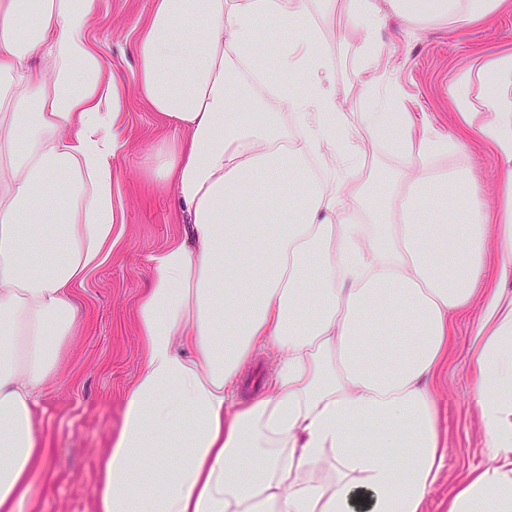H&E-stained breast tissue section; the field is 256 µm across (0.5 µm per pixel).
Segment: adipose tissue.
<instances>
[{"label":"adipose tissue","mask_w":512,"mask_h":512,"mask_svg":"<svg viewBox=\"0 0 512 512\" xmlns=\"http://www.w3.org/2000/svg\"><path fill=\"white\" fill-rule=\"evenodd\" d=\"M346 0L366 37L390 19L456 24L512 0ZM98 0H0V512L41 464L38 396L78 328L75 288L111 256L118 89L89 38ZM274 18L273 56L259 24ZM326 13L309 0H152L137 85L179 129L153 151L189 235L150 257L137 308L143 367L103 457L98 512H423L445 465L432 381L455 315L491 463L446 512H512V52L448 90L444 132L375 99L364 132L336 119ZM475 135L496 162L494 209L433 160ZM408 159L359 178L366 139ZM279 367L250 402L255 352ZM335 472L319 482V462Z\"/></svg>","instance_id":"adipose-tissue-1"}]
</instances>
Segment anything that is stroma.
<instances>
[{"instance_id": "35a3bbf8", "label": "stroma", "mask_w": 512, "mask_h": 512, "mask_svg": "<svg viewBox=\"0 0 512 512\" xmlns=\"http://www.w3.org/2000/svg\"><path fill=\"white\" fill-rule=\"evenodd\" d=\"M152 0H98L92 29L96 50L119 91V121L127 143L112 160L113 198L120 239L108 261L75 295L82 326L67 348L57 376L43 389L35 416L37 445L48 464L37 470L25 512H95L101 453L121 427L127 392L138 376L143 348L136 304L153 271L148 257L180 237L186 219L170 184L157 179L151 150L173 132L142 101L133 45ZM332 86L339 117L362 129L373 95L390 99L403 112H425L434 126L450 130L458 116L446 90L476 55L512 48V14L459 29L445 22H389L377 34L384 50L377 69L365 65L360 34L335 16ZM440 170L471 171L487 198H494V159L478 140L440 156ZM473 312L458 315L448 361L434 380L437 429L446 467L429 494L424 512H445L449 497L470 469L489 457L476 403L477 387L467 354Z\"/></svg>"}]
</instances>
